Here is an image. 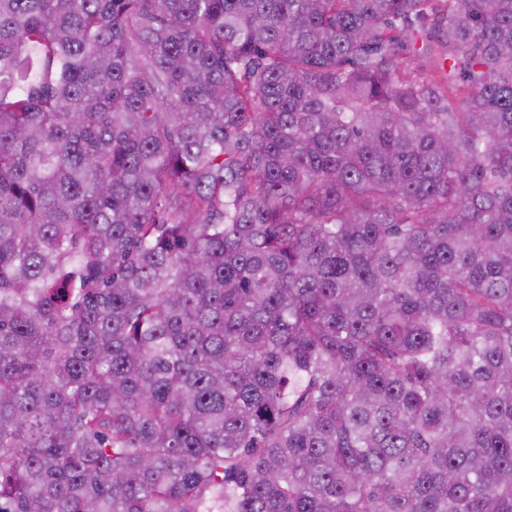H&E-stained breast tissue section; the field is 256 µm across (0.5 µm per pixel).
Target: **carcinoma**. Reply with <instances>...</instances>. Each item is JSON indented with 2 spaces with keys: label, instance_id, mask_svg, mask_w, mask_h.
I'll return each instance as SVG.
<instances>
[{
  "label": "carcinoma",
  "instance_id": "1",
  "mask_svg": "<svg viewBox=\"0 0 512 512\" xmlns=\"http://www.w3.org/2000/svg\"><path fill=\"white\" fill-rule=\"evenodd\" d=\"M0 512H512V0H0Z\"/></svg>",
  "mask_w": 512,
  "mask_h": 512
}]
</instances>
